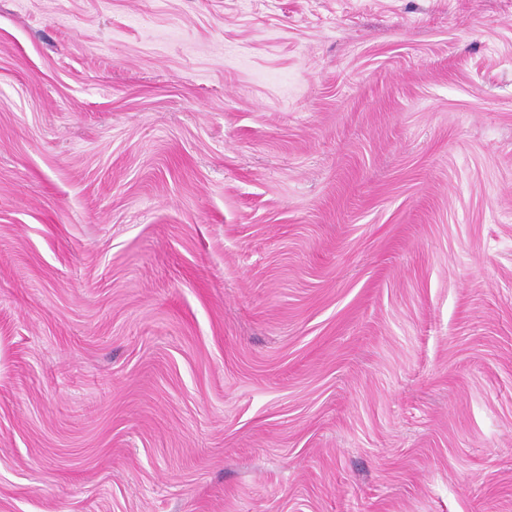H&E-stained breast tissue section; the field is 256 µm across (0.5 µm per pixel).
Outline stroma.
Returning <instances> with one entry per match:
<instances>
[{"mask_svg": "<svg viewBox=\"0 0 512 512\" xmlns=\"http://www.w3.org/2000/svg\"><path fill=\"white\" fill-rule=\"evenodd\" d=\"M0 512H512V0H0Z\"/></svg>", "mask_w": 512, "mask_h": 512, "instance_id": "1", "label": "stroma"}]
</instances>
